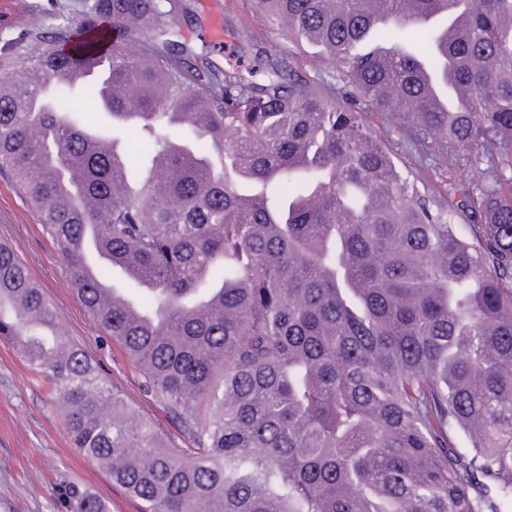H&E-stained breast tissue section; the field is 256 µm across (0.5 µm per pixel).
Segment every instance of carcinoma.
Segmentation results:
<instances>
[{
	"label": "carcinoma",
	"instance_id": "1",
	"mask_svg": "<svg viewBox=\"0 0 512 512\" xmlns=\"http://www.w3.org/2000/svg\"><path fill=\"white\" fill-rule=\"evenodd\" d=\"M255 8L313 78L196 68L168 38L176 0H87L80 26L0 55V172L185 444L66 339L2 243L0 342L55 384L74 446L140 512H500L512 500V0ZM104 20L112 86L133 108L112 113L135 139L118 155L97 132L101 84L69 81ZM62 497L69 512H108L77 485Z\"/></svg>",
	"mask_w": 512,
	"mask_h": 512
}]
</instances>
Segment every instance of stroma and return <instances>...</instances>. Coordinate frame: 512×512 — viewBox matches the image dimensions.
<instances>
[{
	"instance_id": "1",
	"label": "stroma",
	"mask_w": 512,
	"mask_h": 512,
	"mask_svg": "<svg viewBox=\"0 0 512 512\" xmlns=\"http://www.w3.org/2000/svg\"><path fill=\"white\" fill-rule=\"evenodd\" d=\"M82 0H0V48L17 46L44 26L79 24ZM260 27L271 59L296 53L285 31L253 10L252 0H181L173 27L180 41L207 53L217 67ZM0 241L13 246L60 317L68 340L88 352L128 403L165 432L173 426L147 392L140 371L109 339L71 290L66 266L37 215L11 179L0 174ZM76 483L103 498L110 512H139L140 505L72 444L50 384L33 373L9 345L0 343V512H68L59 493Z\"/></svg>"
}]
</instances>
